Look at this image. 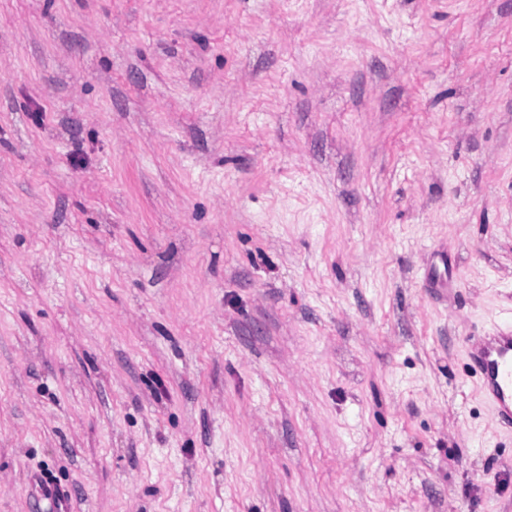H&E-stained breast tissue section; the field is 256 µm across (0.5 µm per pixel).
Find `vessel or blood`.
Segmentation results:
<instances>
[{
    "label": "vessel or blood",
    "instance_id": "1",
    "mask_svg": "<svg viewBox=\"0 0 512 512\" xmlns=\"http://www.w3.org/2000/svg\"><path fill=\"white\" fill-rule=\"evenodd\" d=\"M471 360L481 379V391L500 418L512 422V331L497 330L470 346Z\"/></svg>",
    "mask_w": 512,
    "mask_h": 512
}]
</instances>
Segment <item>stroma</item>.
<instances>
[{
	"instance_id": "1",
	"label": "stroma",
	"mask_w": 512,
	"mask_h": 512,
	"mask_svg": "<svg viewBox=\"0 0 512 512\" xmlns=\"http://www.w3.org/2000/svg\"><path fill=\"white\" fill-rule=\"evenodd\" d=\"M512 0H0V512H512ZM470 356L480 374L481 392L504 422H512V331L482 336L471 344Z\"/></svg>"
}]
</instances>
